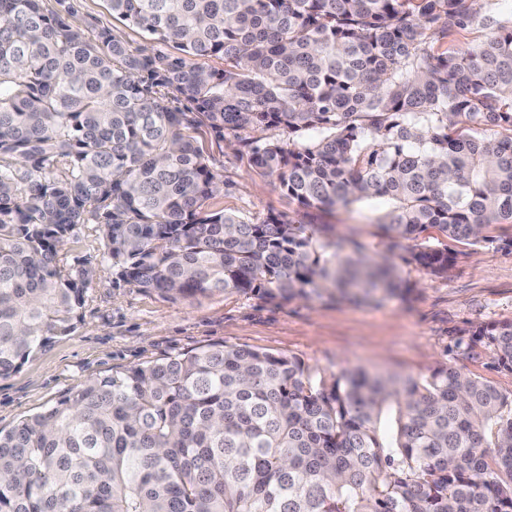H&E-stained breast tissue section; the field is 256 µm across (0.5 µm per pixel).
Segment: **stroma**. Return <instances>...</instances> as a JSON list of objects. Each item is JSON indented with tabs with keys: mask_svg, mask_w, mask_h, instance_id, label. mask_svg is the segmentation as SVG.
I'll return each instance as SVG.
<instances>
[{
	"mask_svg": "<svg viewBox=\"0 0 512 512\" xmlns=\"http://www.w3.org/2000/svg\"><path fill=\"white\" fill-rule=\"evenodd\" d=\"M196 138L224 180L212 209L254 222L280 214L316 225L328 238H354L367 254L385 251L376 219L388 211L386 200L330 213L305 208L276 178L256 171L247 148L216 143L204 128ZM414 247L406 241L394 250L409 293L377 306L325 297L273 301L234 291L172 301L120 280L104 256L103 226L76 225L64 254L89 276L77 328L0 379V429L47 409L85 380L214 343L294 356L325 377L348 366L418 375L449 363L512 392V374L491 369L488 356L471 359L452 349L456 337L479 324L512 321V252L462 245L456 265L433 274L409 263Z\"/></svg>",
	"mask_w": 512,
	"mask_h": 512,
	"instance_id": "1",
	"label": "stroma"
}]
</instances>
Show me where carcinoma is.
Returning a JSON list of instances; mask_svg holds the SVG:
<instances>
[{"mask_svg":"<svg viewBox=\"0 0 512 512\" xmlns=\"http://www.w3.org/2000/svg\"><path fill=\"white\" fill-rule=\"evenodd\" d=\"M132 46L77 0H0V379L77 326V224L104 226L121 278L178 300L376 299L391 254L430 227L494 243L512 224V16L445 47L468 0H106ZM174 45L175 56L164 47ZM220 55L224 69L195 60ZM242 140L306 208L396 202L384 263L310 224L208 202L224 180L187 131ZM410 261L444 274L457 252ZM512 373V322L477 325ZM0 512H512V394L448 365L423 376L215 343L87 380L0 432ZM488 33L483 26L475 23L464 30H460L454 36L448 38V47L467 48L480 43L484 35Z\"/></svg>","mask_w":512,"mask_h":512,"instance_id":"cac0c4a2","label":"carcinoma"}]
</instances>
